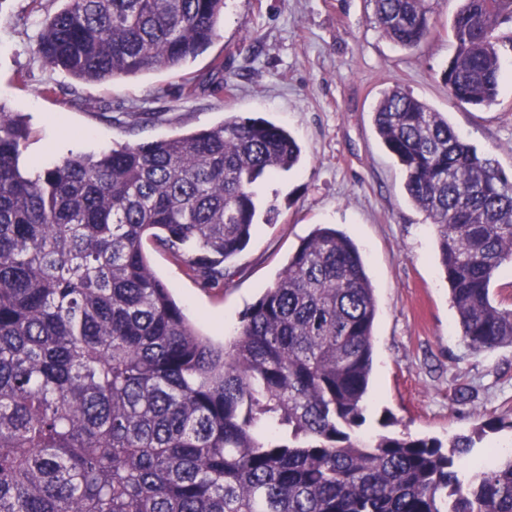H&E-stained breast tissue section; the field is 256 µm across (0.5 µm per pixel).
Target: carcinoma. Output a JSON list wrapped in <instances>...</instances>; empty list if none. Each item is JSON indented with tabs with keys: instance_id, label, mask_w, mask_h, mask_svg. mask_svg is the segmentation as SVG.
<instances>
[{
	"instance_id": "carcinoma-1",
	"label": "carcinoma",
	"mask_w": 512,
	"mask_h": 512,
	"mask_svg": "<svg viewBox=\"0 0 512 512\" xmlns=\"http://www.w3.org/2000/svg\"><path fill=\"white\" fill-rule=\"evenodd\" d=\"M36 48L83 81L177 68L219 36L224 0H63ZM448 95L497 100L512 0H460ZM417 48L430 0H373ZM405 190L434 224L462 335L512 346L490 285L512 261V180L399 86L374 108ZM0 107V512H512V454L474 441L355 436L377 302L356 244L316 227L216 344L152 271L149 239L206 288L254 232V185L301 148L262 118L79 156L26 176Z\"/></svg>"
}]
</instances>
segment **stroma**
<instances>
[{
	"instance_id": "obj_1",
	"label": "stroma",
	"mask_w": 512,
	"mask_h": 512,
	"mask_svg": "<svg viewBox=\"0 0 512 512\" xmlns=\"http://www.w3.org/2000/svg\"><path fill=\"white\" fill-rule=\"evenodd\" d=\"M459 0H431L433 26L413 50L387 39L371 0H225L220 35L175 69L86 82L51 68L34 47L61 0H0V106L28 128L21 165L50 168L119 144L262 118L302 148L292 170L256 184L252 237L210 290L153 242L144 250L190 319L214 341L274 282L315 225L358 246L377 301L371 393L362 437L448 443L512 415V346L477 353L462 339L434 229L409 200L401 165L376 133L373 110L394 85L443 113L458 135L512 178V47L503 46L497 104L477 111L449 97L442 74L455 52ZM223 64L230 93L205 81Z\"/></svg>"
}]
</instances>
